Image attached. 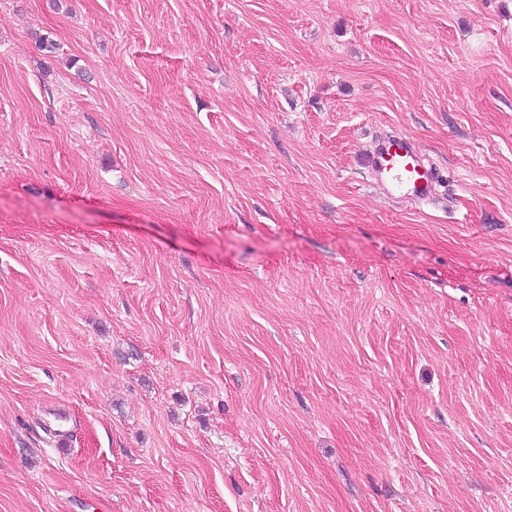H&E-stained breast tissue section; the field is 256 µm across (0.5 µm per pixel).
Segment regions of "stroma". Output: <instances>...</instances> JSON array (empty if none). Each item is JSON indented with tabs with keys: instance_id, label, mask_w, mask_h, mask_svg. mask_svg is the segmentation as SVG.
<instances>
[{
	"instance_id": "obj_1",
	"label": "stroma",
	"mask_w": 512,
	"mask_h": 512,
	"mask_svg": "<svg viewBox=\"0 0 512 512\" xmlns=\"http://www.w3.org/2000/svg\"><path fill=\"white\" fill-rule=\"evenodd\" d=\"M0 512H512V0H0ZM366 163L389 192L419 201L432 198L436 169L425 162L406 136L395 134L378 140Z\"/></svg>"
}]
</instances>
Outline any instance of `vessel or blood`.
I'll return each instance as SVG.
<instances>
[{
    "label": "vessel or blood",
    "mask_w": 512,
    "mask_h": 512,
    "mask_svg": "<svg viewBox=\"0 0 512 512\" xmlns=\"http://www.w3.org/2000/svg\"><path fill=\"white\" fill-rule=\"evenodd\" d=\"M367 165L389 192L419 201L430 200L433 195L437 173L425 162L413 141L404 135L378 140L367 158Z\"/></svg>",
    "instance_id": "obj_1"
}]
</instances>
